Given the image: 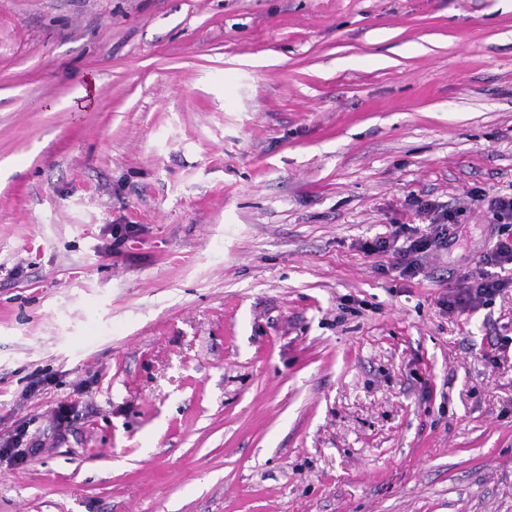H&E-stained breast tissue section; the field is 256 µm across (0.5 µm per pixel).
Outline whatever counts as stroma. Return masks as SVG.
I'll return each instance as SVG.
<instances>
[{
	"label": "stroma",
	"mask_w": 512,
	"mask_h": 512,
	"mask_svg": "<svg viewBox=\"0 0 512 512\" xmlns=\"http://www.w3.org/2000/svg\"><path fill=\"white\" fill-rule=\"evenodd\" d=\"M473 189L512 0H0V512H512V290L440 306L494 226L362 249ZM414 213L418 219L427 223L424 233L420 236L410 237L408 245L397 247L398 233L395 230L392 238H378L370 243L366 242L362 249L369 254L391 252L394 262L392 269H400V274L415 277L419 269V256L431 249L440 250L448 247V240L455 234L458 217L466 210L439 207L430 200L416 198L412 202ZM427 221V222H426ZM0 447L1 460L5 458L13 465L28 463L46 450L40 436L29 432L27 423L18 425Z\"/></svg>",
	"instance_id": "stroma-1"
}]
</instances>
